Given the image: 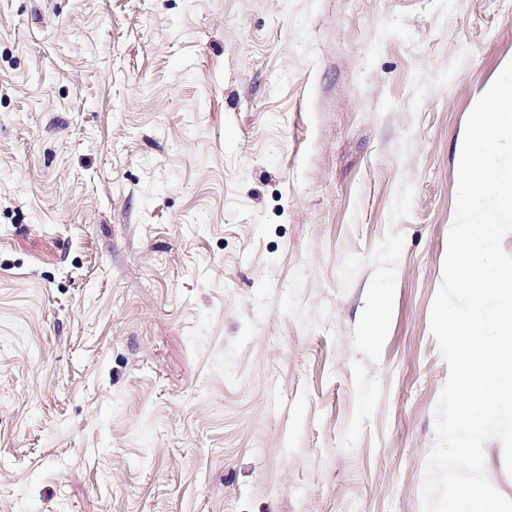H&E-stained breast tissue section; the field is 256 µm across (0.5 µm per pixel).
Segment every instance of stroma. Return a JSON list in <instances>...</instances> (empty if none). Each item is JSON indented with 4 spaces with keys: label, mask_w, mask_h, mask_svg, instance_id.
I'll return each mask as SVG.
<instances>
[{
    "label": "stroma",
    "mask_w": 512,
    "mask_h": 512,
    "mask_svg": "<svg viewBox=\"0 0 512 512\" xmlns=\"http://www.w3.org/2000/svg\"><path fill=\"white\" fill-rule=\"evenodd\" d=\"M511 61L512 0H0V512H421Z\"/></svg>",
    "instance_id": "obj_1"
}]
</instances>
